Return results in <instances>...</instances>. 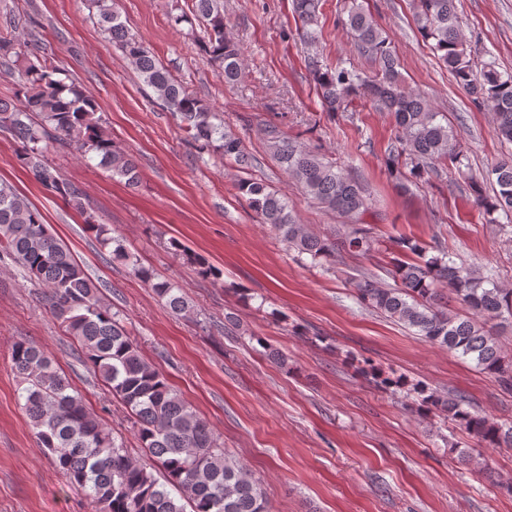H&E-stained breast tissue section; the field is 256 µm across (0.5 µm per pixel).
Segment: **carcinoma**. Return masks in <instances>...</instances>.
<instances>
[{"label":"carcinoma","instance_id":"1","mask_svg":"<svg viewBox=\"0 0 512 512\" xmlns=\"http://www.w3.org/2000/svg\"><path fill=\"white\" fill-rule=\"evenodd\" d=\"M94 4L96 23L130 60L144 86L178 117L189 138L213 145L242 168L249 166V156L239 138L224 127V119L129 34L110 0H94ZM293 9L303 38L316 43L319 0H293ZM172 21L177 25L196 21L203 26L200 49L222 69L224 83L234 84L244 77L242 51L226 34L219 0H194L192 15L179 14ZM414 21L472 101L493 113L497 135L512 143V76L502 75L492 63L478 73L473 70L461 35L457 0H415ZM346 26L357 52L377 62L379 70L371 78L340 62L328 67L317 57L310 58L309 68L325 112L334 117L354 99L367 98L377 111L390 113L398 136L391 142L388 166L405 191L409 178L423 176L432 165L459 164L461 155L448 125L438 120L439 113L425 96L406 89L388 36L358 0H349ZM34 28L36 22L28 14L15 16L0 27L1 61L36 58L17 66L15 99H0V128L17 143L21 166L84 216L101 246L112 247L113 259L131 266L151 283L173 313H189L191 306L182 290L139 265L121 241L87 211L83 191L49 162L48 148L72 149L128 185L140 180L133 155L116 148L105 133L95 99L44 54ZM269 134L273 154L305 195L353 225L341 246L363 254L375 250L377 239L359 227L369 208L367 188L311 147L282 138L274 129ZM490 175L496 193L479 202L488 222L495 223L500 212L512 215V155L499 161ZM238 190L260 222L270 225L298 256L306 255L314 262L336 256V239L322 238L296 223L288 199L269 185L244 179ZM1 255L46 288L49 310L78 342L98 377L129 408L144 450L164 477L159 481L153 471L130 457L45 350L31 342H17L11 360L22 383L19 399L41 447L54 458L68 487L82 492L96 512H267L259 482L224 453L210 426L142 356L119 315L100 302L97 283L51 233L40 210L2 180ZM391 265L395 287L360 279L355 288L361 301L415 329L429 343L471 359L477 368L496 375L512 389V358L504 355L499 336L489 326L495 320L512 322V288L456 265L437 245L407 236L393 241ZM452 300L471 315L461 316L450 309ZM424 402L487 445L512 447V425L471 412L464 396L432 392Z\"/></svg>","mask_w":512,"mask_h":512}]
</instances>
